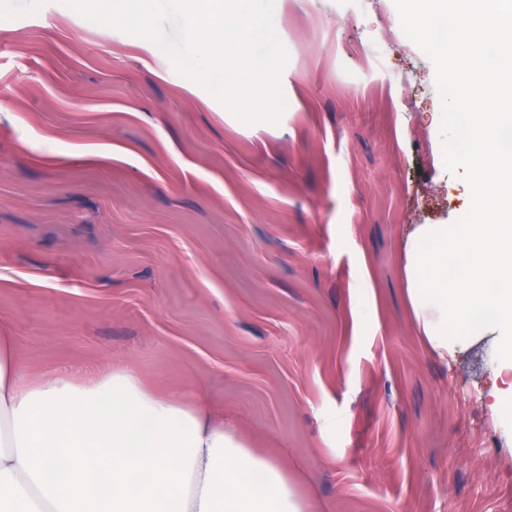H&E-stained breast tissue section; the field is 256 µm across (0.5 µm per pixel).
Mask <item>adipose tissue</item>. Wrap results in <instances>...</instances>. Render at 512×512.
<instances>
[{
  "label": "adipose tissue",
  "instance_id": "adipose-tissue-1",
  "mask_svg": "<svg viewBox=\"0 0 512 512\" xmlns=\"http://www.w3.org/2000/svg\"><path fill=\"white\" fill-rule=\"evenodd\" d=\"M13 355L0 336V512H307L287 469L204 399L159 394L130 367L29 381Z\"/></svg>",
  "mask_w": 512,
  "mask_h": 512
}]
</instances>
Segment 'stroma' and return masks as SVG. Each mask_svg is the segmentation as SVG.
Returning a JSON list of instances; mask_svg holds the SVG:
<instances>
[{"label":"stroma","mask_w":512,"mask_h":512,"mask_svg":"<svg viewBox=\"0 0 512 512\" xmlns=\"http://www.w3.org/2000/svg\"><path fill=\"white\" fill-rule=\"evenodd\" d=\"M278 122L48 0L0 20V336L27 378L131 366L287 466L309 512H512L494 336L441 359L405 243L463 216L393 0H275Z\"/></svg>","instance_id":"1"}]
</instances>
